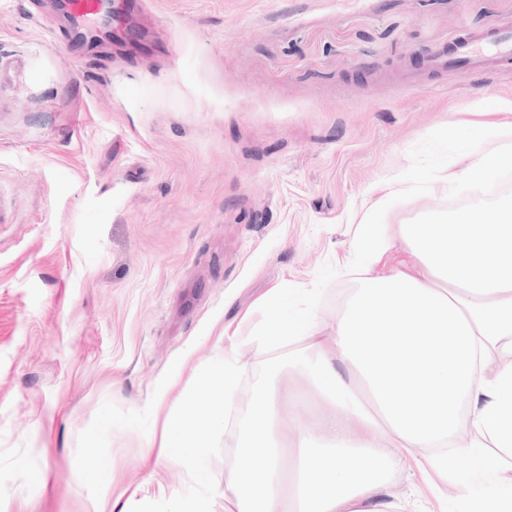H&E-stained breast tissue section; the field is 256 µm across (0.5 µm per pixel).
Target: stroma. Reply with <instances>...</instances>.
<instances>
[{
  "label": "stroma",
  "instance_id": "35a3bbf8",
  "mask_svg": "<svg viewBox=\"0 0 512 512\" xmlns=\"http://www.w3.org/2000/svg\"><path fill=\"white\" fill-rule=\"evenodd\" d=\"M141 45L72 38L52 0H0V512H112L176 496L224 512L233 430L192 472L159 459L137 408L198 359L311 392L306 342H252L273 290L331 336L378 200L379 272L419 268L401 228L512 194L453 185L477 124L512 107V70L439 66L465 32L512 28V0H144ZM401 512H465L451 475L396 469ZM96 486V493L90 499L91 512H112L107 511L112 500V481L106 474V468L98 469L92 475Z\"/></svg>",
  "mask_w": 512,
  "mask_h": 512
}]
</instances>
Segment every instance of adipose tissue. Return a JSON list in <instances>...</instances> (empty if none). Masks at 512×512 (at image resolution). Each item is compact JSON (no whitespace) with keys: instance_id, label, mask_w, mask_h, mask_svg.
Returning <instances> with one entry per match:
<instances>
[{"instance_id":"adipose-tissue-1","label":"adipose tissue","mask_w":512,"mask_h":512,"mask_svg":"<svg viewBox=\"0 0 512 512\" xmlns=\"http://www.w3.org/2000/svg\"><path fill=\"white\" fill-rule=\"evenodd\" d=\"M496 140H512V123L476 128L463 180L492 182L500 158L480 145ZM396 198L387 194L362 223L356 287L330 340L321 339L312 306L294 308L279 291L254 330L269 346L308 339L311 353L300 363L336 408L320 431L278 414L275 401L293 395H271L262 382L247 414L233 418L240 367L228 355L197 363L180 406L167 407L164 388L146 405L145 414L163 418L159 456L192 471L215 434L235 426L224 512H396L391 445L438 473L447 467L444 447L454 448L471 464L458 480L471 512H512V477L503 474L512 457V366L486 370L493 355L512 356V195L409 225L421 270L379 274L392 246L382 219Z\"/></svg>"}]
</instances>
